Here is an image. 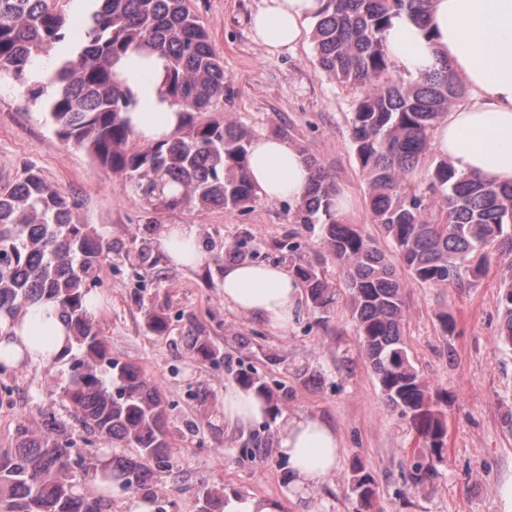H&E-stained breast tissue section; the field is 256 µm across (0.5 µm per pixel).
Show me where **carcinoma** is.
Listing matches in <instances>:
<instances>
[{"mask_svg": "<svg viewBox=\"0 0 512 512\" xmlns=\"http://www.w3.org/2000/svg\"><path fill=\"white\" fill-rule=\"evenodd\" d=\"M87 25L75 43L66 0H0V82L26 86L47 112L56 135L85 151L101 168L124 173L153 211L191 205L244 209L259 200L247 176L252 134L222 120L193 115L224 106V60L190 0H85ZM428 0H326L312 33L315 61L330 77L361 90L351 117V144L368 177L372 222L390 242L411 277L452 286L466 270L482 274L501 250L512 251V186L502 188L437 161L424 189L412 182L430 149L435 126L463 89L444 61L411 82L396 73L385 32L396 17L424 24ZM166 60L164 85L185 122L170 139L143 150L129 148L134 132L122 113L130 97L114 72L128 51ZM311 178L295 209V223L319 225L323 243L342 266L351 295L359 345L388 405L423 439L425 458L412 465L416 486L428 482L444 458L447 423L439 396L409 360L404 336L405 289L387 253L338 207L342 191L313 156L303 155ZM437 196L445 216L428 217ZM74 202L33 170L0 187V318L16 321L40 302L58 306L74 346L62 397L97 443L81 449L66 426L45 417L44 431L0 451V501L7 512H109L112 491L158 499L157 474L172 468L169 420L162 383L112 357L100 323L87 310L104 272L106 250L97 230L74 221ZM313 308L333 303L320 268L293 264ZM503 340L512 344V281L504 284ZM197 358L224 360L209 337H184ZM234 380L265 397L258 378ZM128 452L104 463L106 449ZM274 441L255 436L247 453L270 454ZM357 512H370L376 482L364 466L352 468ZM99 480L95 498L77 484ZM214 487L195 496L196 512H217Z\"/></svg>", "mask_w": 512, "mask_h": 512, "instance_id": "1", "label": "carcinoma"}]
</instances>
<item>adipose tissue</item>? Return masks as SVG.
Masks as SVG:
<instances>
[{
    "instance_id": "obj_1",
    "label": "adipose tissue",
    "mask_w": 512,
    "mask_h": 512,
    "mask_svg": "<svg viewBox=\"0 0 512 512\" xmlns=\"http://www.w3.org/2000/svg\"><path fill=\"white\" fill-rule=\"evenodd\" d=\"M322 8V0H263L251 19L252 37L271 51L299 45ZM386 42L402 77L418 78L445 59L476 98L437 125L432 148L459 172L512 185V0H431L428 26L404 16L393 19ZM115 71L132 98L125 117L136 137L156 142L178 130L184 114L165 93L162 58L130 52ZM247 171L270 200H302L310 181L297 148L276 136L253 139ZM157 243L172 265L196 267L206 260L196 225H163ZM222 286L225 304L276 329L287 326L302 293L285 267L271 263L225 267ZM72 345L59 309L39 303L10 333L0 334V362L14 368L47 365ZM223 413L225 429L240 430L262 421L269 406L254 391L230 384ZM278 424L277 454L288 466L289 487L309 488L335 473L340 442L331 424L309 413L282 415Z\"/></svg>"
}]
</instances>
